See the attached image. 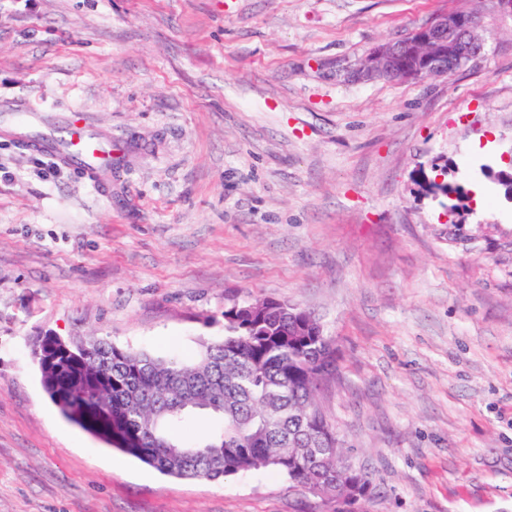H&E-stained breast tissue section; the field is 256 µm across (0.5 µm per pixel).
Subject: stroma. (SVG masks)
I'll use <instances>...</instances> for the list:
<instances>
[{"mask_svg":"<svg viewBox=\"0 0 512 512\" xmlns=\"http://www.w3.org/2000/svg\"><path fill=\"white\" fill-rule=\"evenodd\" d=\"M478 10L483 58L338 67ZM122 143L95 190L0 131V512H336L269 469L169 477L68 422L32 340L163 358L274 298L336 344L319 402L373 491L351 512H512V15L496 0H0V101ZM489 190L452 214L422 177Z\"/></svg>","mask_w":512,"mask_h":512,"instance_id":"obj_1","label":"stroma"}]
</instances>
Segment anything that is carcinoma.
Returning a JSON list of instances; mask_svg holds the SVG:
<instances>
[{"label":"carcinoma","instance_id":"obj_1","mask_svg":"<svg viewBox=\"0 0 512 512\" xmlns=\"http://www.w3.org/2000/svg\"><path fill=\"white\" fill-rule=\"evenodd\" d=\"M90 357L38 362L41 382L69 421L179 479L216 481L258 468L302 486L367 494L370 477L348 464L318 406L336 349L318 322L243 301L224 310V338L201 342L194 361L163 359L106 338ZM195 413L219 426L201 438L172 429Z\"/></svg>","mask_w":512,"mask_h":512}]
</instances>
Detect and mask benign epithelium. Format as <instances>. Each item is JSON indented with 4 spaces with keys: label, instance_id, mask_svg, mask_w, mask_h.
Listing matches in <instances>:
<instances>
[{
    "label": "benign epithelium",
    "instance_id": "benign-epithelium-1",
    "mask_svg": "<svg viewBox=\"0 0 512 512\" xmlns=\"http://www.w3.org/2000/svg\"><path fill=\"white\" fill-rule=\"evenodd\" d=\"M458 13L439 14L412 34L371 49L360 63L345 69L351 82L383 80L409 82L448 75V66L460 68L476 60L481 39L471 34Z\"/></svg>",
    "mask_w": 512,
    "mask_h": 512
}]
</instances>
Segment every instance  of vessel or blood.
Returning <instances> with one entry per match:
<instances>
[{
    "label": "vessel or blood",
    "mask_w": 512,
    "mask_h": 512,
    "mask_svg": "<svg viewBox=\"0 0 512 512\" xmlns=\"http://www.w3.org/2000/svg\"><path fill=\"white\" fill-rule=\"evenodd\" d=\"M0 122L25 136L28 147L62 163L78 167L93 186L103 184V176L112 170V159L119 148L111 138L95 134L85 113L75 111L59 124L33 128L24 103H0Z\"/></svg>",
    "instance_id": "obj_1"
}]
</instances>
